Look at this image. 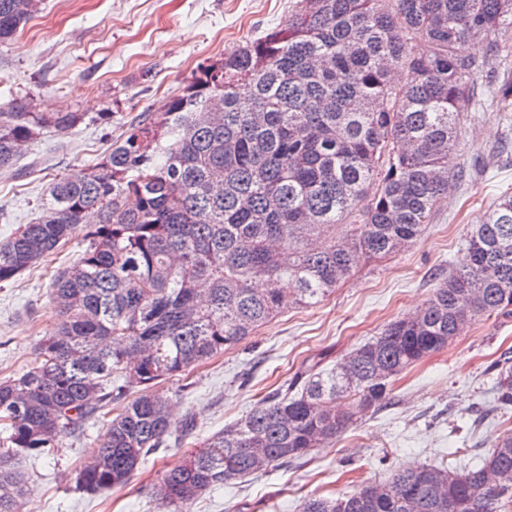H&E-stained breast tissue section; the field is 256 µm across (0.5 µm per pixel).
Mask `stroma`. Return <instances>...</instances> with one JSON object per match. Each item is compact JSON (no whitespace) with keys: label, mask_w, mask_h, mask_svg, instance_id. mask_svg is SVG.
Returning <instances> with one entry per match:
<instances>
[{"label":"stroma","mask_w":512,"mask_h":512,"mask_svg":"<svg viewBox=\"0 0 512 512\" xmlns=\"http://www.w3.org/2000/svg\"><path fill=\"white\" fill-rule=\"evenodd\" d=\"M295 0H42L39 12L0 45V102L36 112H81L66 136L30 143L0 174V241L37 216L50 184L83 175L149 116L164 112L198 66L285 26ZM467 176L407 249L359 263L324 301L286 310L190 373L161 384L190 436L169 441L124 486L75 491V478L105 429L94 421L58 441L54 454L19 459L28 478L21 512H170L154 493L160 475L248 414L295 376L331 368L394 319L418 311L447 278L472 228L512 192V112L489 107L461 118L455 143ZM72 240L51 265L0 284V378L39 359L57 320L49 271L73 263ZM512 358V311L476 321L443 350L392 383L386 402L361 411L338 439L199 497L190 512H296L308 494L335 497L384 481L398 467L466 465L512 433V407L496 400L500 360Z\"/></svg>","instance_id":"1"}]
</instances>
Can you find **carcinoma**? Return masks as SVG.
<instances>
[{
    "label": "carcinoma",
    "instance_id": "carcinoma-1",
    "mask_svg": "<svg viewBox=\"0 0 512 512\" xmlns=\"http://www.w3.org/2000/svg\"><path fill=\"white\" fill-rule=\"evenodd\" d=\"M40 0H0V45ZM512 0H298L274 28L202 65L167 112L146 118L80 179L50 187L41 216L0 243V283L86 244L58 270L59 319L40 361L0 381V512H20L27 478L88 420L107 430L76 490L126 484L174 432L156 388L224 352L292 306L323 300L354 272L414 243L461 178V109L481 106L478 74L507 64ZM477 40L488 53L466 52ZM83 112L0 104V172L43 131L69 134ZM376 184L373 195L367 187ZM512 306V193L471 231L420 312L391 322L300 392L259 399L206 449L166 471L175 512L203 493L333 440L391 379L445 348L472 321ZM138 389L130 397L132 389ZM498 400L512 406V363ZM352 410L336 409V399ZM512 434L461 471L396 468L345 498L309 495L298 512H509Z\"/></svg>",
    "mask_w": 512,
    "mask_h": 512
}]
</instances>
